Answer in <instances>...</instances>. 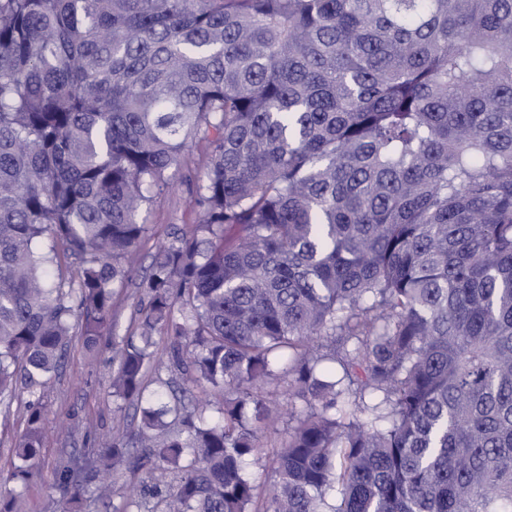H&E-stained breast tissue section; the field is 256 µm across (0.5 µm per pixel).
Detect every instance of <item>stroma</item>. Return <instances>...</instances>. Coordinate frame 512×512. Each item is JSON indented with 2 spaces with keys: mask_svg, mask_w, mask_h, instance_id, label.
<instances>
[{
  "mask_svg": "<svg viewBox=\"0 0 512 512\" xmlns=\"http://www.w3.org/2000/svg\"><path fill=\"white\" fill-rule=\"evenodd\" d=\"M205 167L200 154L191 155L174 175V187L151 206L149 230L140 244L142 265H149L161 242L174 230H190L196 222L191 205V180ZM112 342L103 340L96 356H89L81 339H73L64 364L47 390L48 419L43 453L32 478L22 488L20 512H58L60 495L53 475L61 464L81 456L87 436L121 429L137 428L131 408L117 409L110 396L112 381ZM26 391H19L9 410L0 409V479L9 478L13 448L24 428Z\"/></svg>",
  "mask_w": 512,
  "mask_h": 512,
  "instance_id": "1",
  "label": "stroma"
}]
</instances>
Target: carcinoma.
<instances>
[{"instance_id": "cac0c4a2", "label": "carcinoma", "mask_w": 512, "mask_h": 512, "mask_svg": "<svg viewBox=\"0 0 512 512\" xmlns=\"http://www.w3.org/2000/svg\"><path fill=\"white\" fill-rule=\"evenodd\" d=\"M200 145L198 224L117 336ZM105 332L138 432L56 472L62 512L131 466L122 512H512V0H0V405L29 394L0 512ZM205 167V159L195 151L188 163L174 175V187L151 206L147 224L149 230L140 244L141 265L147 267L161 242L176 228L187 232L196 224V212L191 205V181ZM139 289L134 281L127 288L120 289L113 300V315L120 335H130L135 332L138 320Z\"/></svg>"}]
</instances>
